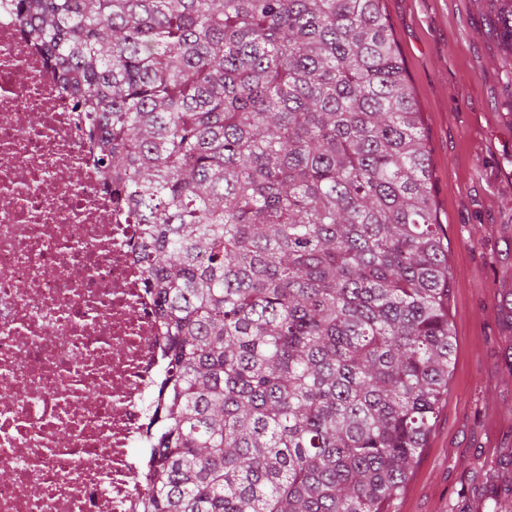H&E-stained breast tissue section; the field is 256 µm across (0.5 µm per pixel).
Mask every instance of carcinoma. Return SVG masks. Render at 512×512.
Wrapping results in <instances>:
<instances>
[{
  "label": "carcinoma",
  "mask_w": 512,
  "mask_h": 512,
  "mask_svg": "<svg viewBox=\"0 0 512 512\" xmlns=\"http://www.w3.org/2000/svg\"><path fill=\"white\" fill-rule=\"evenodd\" d=\"M381 0H17L167 332L144 512H387L448 392L452 276ZM512 56V0H485Z\"/></svg>",
  "instance_id": "cac0c4a2"
}]
</instances>
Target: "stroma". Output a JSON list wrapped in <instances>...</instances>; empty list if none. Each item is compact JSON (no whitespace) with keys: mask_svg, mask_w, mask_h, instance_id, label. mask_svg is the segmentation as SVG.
<instances>
[{"mask_svg":"<svg viewBox=\"0 0 512 512\" xmlns=\"http://www.w3.org/2000/svg\"><path fill=\"white\" fill-rule=\"evenodd\" d=\"M421 116L453 279L448 395L389 512H486L512 486V57L484 0H382Z\"/></svg>","mask_w":512,"mask_h":512,"instance_id":"1","label":"stroma"}]
</instances>
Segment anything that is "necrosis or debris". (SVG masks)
I'll return each mask as SVG.
<instances>
[{
    "label": "necrosis or debris",
    "mask_w": 512,
    "mask_h": 512,
    "mask_svg": "<svg viewBox=\"0 0 512 512\" xmlns=\"http://www.w3.org/2000/svg\"><path fill=\"white\" fill-rule=\"evenodd\" d=\"M0 512H141L165 331L137 225L0 0Z\"/></svg>",
    "instance_id": "necrosis-or-debris-1"
}]
</instances>
